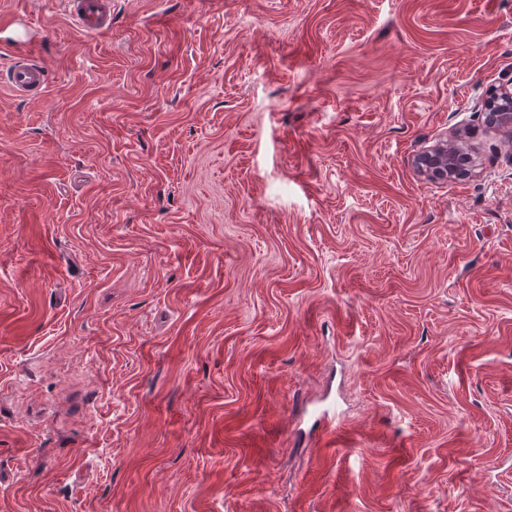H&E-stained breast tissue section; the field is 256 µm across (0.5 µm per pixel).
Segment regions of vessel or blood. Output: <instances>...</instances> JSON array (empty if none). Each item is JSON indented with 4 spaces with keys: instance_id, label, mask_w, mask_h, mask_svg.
<instances>
[{
    "instance_id": "vessel-or-blood-1",
    "label": "vessel or blood",
    "mask_w": 512,
    "mask_h": 512,
    "mask_svg": "<svg viewBox=\"0 0 512 512\" xmlns=\"http://www.w3.org/2000/svg\"><path fill=\"white\" fill-rule=\"evenodd\" d=\"M68 17L81 36L104 35L112 29V0H65ZM7 39L15 49L1 84L15 96L34 97L44 93L49 72L37 53L38 41L29 22L10 19Z\"/></svg>"
}]
</instances>
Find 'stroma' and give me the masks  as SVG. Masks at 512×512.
Wrapping results in <instances>:
<instances>
[{
    "label": "stroma",
    "mask_w": 512,
    "mask_h": 512,
    "mask_svg": "<svg viewBox=\"0 0 512 512\" xmlns=\"http://www.w3.org/2000/svg\"><path fill=\"white\" fill-rule=\"evenodd\" d=\"M12 13L0 512H512V0ZM457 133L471 177L419 176ZM68 17L81 36L104 35L112 29V0H65ZM13 15L1 29L16 51L11 57L2 86L17 97H34L45 92L49 72L37 53L38 40L29 22ZM25 49V51H24ZM484 114L489 127L501 130L512 141V78L510 77L493 98L484 104Z\"/></svg>",
    "instance_id": "obj_1"
}]
</instances>
